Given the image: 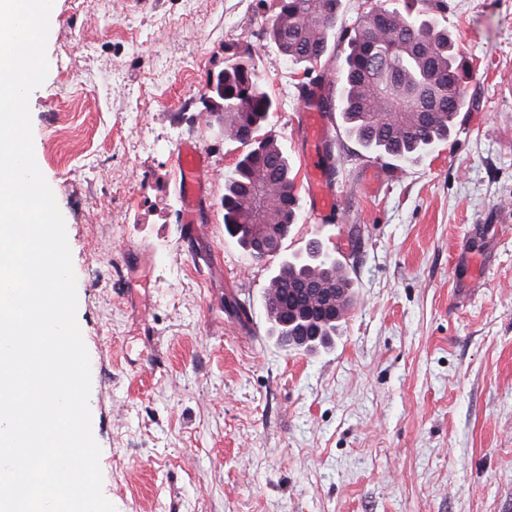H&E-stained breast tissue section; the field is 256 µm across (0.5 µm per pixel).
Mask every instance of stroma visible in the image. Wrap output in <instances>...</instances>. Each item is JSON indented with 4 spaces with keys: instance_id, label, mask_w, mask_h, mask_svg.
Wrapping results in <instances>:
<instances>
[{
    "instance_id": "stroma-1",
    "label": "stroma",
    "mask_w": 512,
    "mask_h": 512,
    "mask_svg": "<svg viewBox=\"0 0 512 512\" xmlns=\"http://www.w3.org/2000/svg\"><path fill=\"white\" fill-rule=\"evenodd\" d=\"M447 3L465 90L451 134L395 166L333 117L324 216L299 87L336 74L263 41L259 0H54L33 146L65 219L116 512H512V0ZM235 55L277 103L265 131L300 204L284 253L320 239L353 282L315 352L278 345L276 262L224 230L243 148L201 115ZM186 143L210 170L192 224ZM309 193L319 200L323 211H331L336 205V196L330 189L328 174L324 169L313 167L308 173Z\"/></svg>"
}]
</instances>
